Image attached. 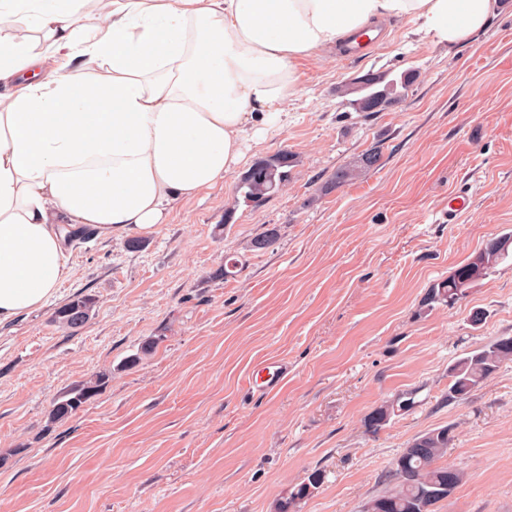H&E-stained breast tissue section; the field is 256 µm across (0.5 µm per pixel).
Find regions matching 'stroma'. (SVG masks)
I'll list each match as a JSON object with an SVG mask.
<instances>
[{"label":"stroma","mask_w":512,"mask_h":512,"mask_svg":"<svg viewBox=\"0 0 512 512\" xmlns=\"http://www.w3.org/2000/svg\"><path fill=\"white\" fill-rule=\"evenodd\" d=\"M498 4L451 49L389 18L359 59L329 47L299 60L287 119L248 143V167L297 156L264 205L236 202V170L139 250L73 236L55 295L0 324V512H275L316 470L321 485L291 512H364L407 444L445 426L444 461L462 480L435 512H512V360L467 399L448 396L450 365L512 336V256L459 302L423 304L488 238L512 234V0ZM407 70L405 99L377 113L337 92ZM376 146V169L327 189ZM461 187L473 204L447 222ZM270 228L276 243L251 251ZM229 254L243 264L223 278ZM78 295L93 307L73 332L55 313ZM264 359L286 361L288 377L259 397L249 375ZM102 372L94 400L51 420L59 397ZM404 393L411 407L364 427Z\"/></svg>","instance_id":"stroma-1"}]
</instances>
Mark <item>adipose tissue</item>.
I'll list each match as a JSON object with an SVG mask.
<instances>
[{"label": "adipose tissue", "mask_w": 512, "mask_h": 512, "mask_svg": "<svg viewBox=\"0 0 512 512\" xmlns=\"http://www.w3.org/2000/svg\"><path fill=\"white\" fill-rule=\"evenodd\" d=\"M497 0H0V322L69 276L67 234L155 230L243 160L298 92L296 65L386 18L439 45ZM29 35L18 38L12 25ZM59 59L53 74L36 67Z\"/></svg>", "instance_id": "ef3b65f1"}]
</instances>
